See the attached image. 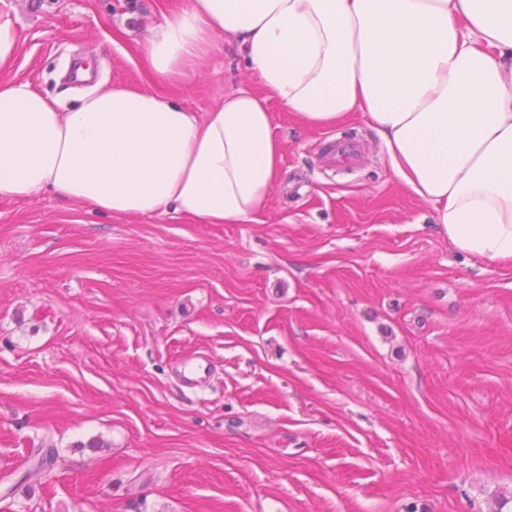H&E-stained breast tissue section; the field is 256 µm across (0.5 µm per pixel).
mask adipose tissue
Here are the masks:
<instances>
[{"label": "adipose tissue", "instance_id": "adipose-tissue-1", "mask_svg": "<svg viewBox=\"0 0 512 512\" xmlns=\"http://www.w3.org/2000/svg\"><path fill=\"white\" fill-rule=\"evenodd\" d=\"M219 37L260 89L199 114L172 88ZM138 56L146 87L100 82L66 110L0 84V200L51 188L116 217L245 224L281 176L275 109L360 117L457 251L512 264V0H185Z\"/></svg>", "mask_w": 512, "mask_h": 512}]
</instances>
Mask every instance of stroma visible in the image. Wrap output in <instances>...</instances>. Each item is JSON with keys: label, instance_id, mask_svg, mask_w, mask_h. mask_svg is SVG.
<instances>
[{"label": "stroma", "instance_id": "35a3bbf8", "mask_svg": "<svg viewBox=\"0 0 512 512\" xmlns=\"http://www.w3.org/2000/svg\"><path fill=\"white\" fill-rule=\"evenodd\" d=\"M0 10L19 38L0 82L66 107L92 80L143 86L162 19ZM240 88L220 43L176 93L204 113ZM275 129L281 179L246 224L0 200V512H512V266L457 252L363 121ZM338 138L360 154L331 161Z\"/></svg>", "mask_w": 512, "mask_h": 512}]
</instances>
